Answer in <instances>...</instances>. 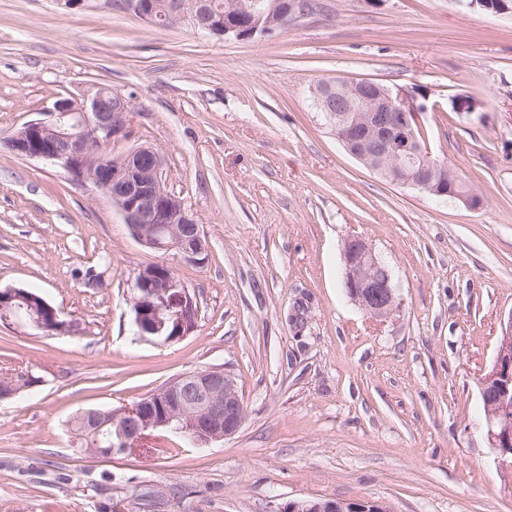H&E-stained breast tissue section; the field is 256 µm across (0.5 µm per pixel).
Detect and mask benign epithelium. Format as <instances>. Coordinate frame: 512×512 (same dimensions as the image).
<instances>
[{
	"label": "benign epithelium",
	"instance_id": "1",
	"mask_svg": "<svg viewBox=\"0 0 512 512\" xmlns=\"http://www.w3.org/2000/svg\"><path fill=\"white\" fill-rule=\"evenodd\" d=\"M496 14H512V0H468ZM122 9L146 22L169 15L187 23L201 36L253 39L280 29L288 14L308 15L307 0H243L238 11L223 13L209 0H195L186 9L159 0H128ZM315 104L336 139L367 168L393 185L430 196L448 194V177L431 160L421 139L418 105L401 87L368 79H336L315 91ZM129 101L99 85L80 97H60L44 113L17 128L5 143L23 159L61 167L80 184L104 192L117 207L132 235L145 247L173 251L186 264L201 267L209 258L207 238L197 214L165 186V158L151 146L135 147L116 156L106 151L131 137ZM345 283L350 300L367 317L384 322L399 305L388 266L363 238L343 245ZM133 325L139 336H162L164 342L192 333L197 300L163 263L138 270L133 286ZM23 319L40 330L64 327L59 314L44 299L21 288L0 289V321ZM486 403L483 429L490 447L505 463L512 461V315L502 330L493 364L479 382ZM245 419L244 402L233 376L221 367L185 373L159 391L112 415L114 457L130 453L150 440L149 432L167 430L197 445L234 435ZM280 512H393L382 501L301 499Z\"/></svg>",
	"mask_w": 512,
	"mask_h": 512
}]
</instances>
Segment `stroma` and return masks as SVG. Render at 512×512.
Here are the masks:
<instances>
[{
	"label": "stroma",
	"mask_w": 512,
	"mask_h": 512,
	"mask_svg": "<svg viewBox=\"0 0 512 512\" xmlns=\"http://www.w3.org/2000/svg\"><path fill=\"white\" fill-rule=\"evenodd\" d=\"M371 79L425 107L422 131L483 196L471 209L394 186L351 157L313 104L319 80ZM131 103V142L165 157L197 213L205 266L153 252L101 191L0 147V288L55 307L62 331L0 325V512H279L379 500L393 512H512V469L478 425L479 381L512 315V16L466 0H314L298 26L238 40L152 26L91 0H0V139L67 94ZM482 101L479 113L454 107ZM359 236L400 306L375 322L344 288ZM173 268L198 305L171 343L135 335L138 269ZM100 287H84L88 269ZM221 367L245 420L204 447L80 454L69 421ZM280 512H393L386 502L359 500L353 502L336 499H301L288 502Z\"/></svg>",
	"instance_id": "1"
}]
</instances>
